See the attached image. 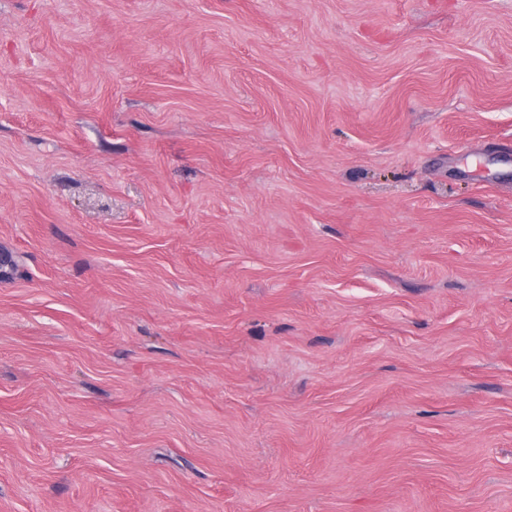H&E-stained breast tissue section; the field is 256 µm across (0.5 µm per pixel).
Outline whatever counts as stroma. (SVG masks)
Instances as JSON below:
<instances>
[{
    "mask_svg": "<svg viewBox=\"0 0 512 512\" xmlns=\"http://www.w3.org/2000/svg\"><path fill=\"white\" fill-rule=\"evenodd\" d=\"M0 512H512V0H0Z\"/></svg>",
    "mask_w": 512,
    "mask_h": 512,
    "instance_id": "1",
    "label": "stroma"
}]
</instances>
